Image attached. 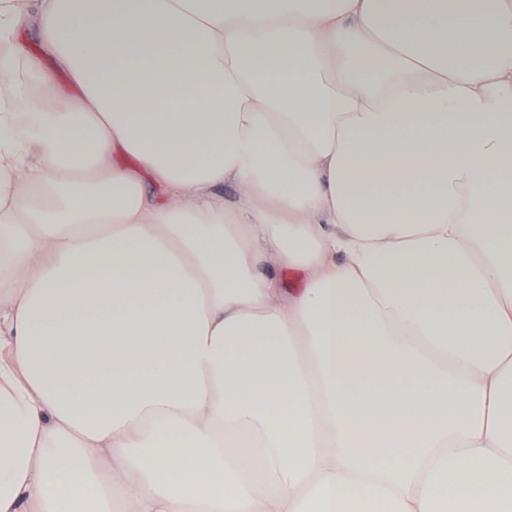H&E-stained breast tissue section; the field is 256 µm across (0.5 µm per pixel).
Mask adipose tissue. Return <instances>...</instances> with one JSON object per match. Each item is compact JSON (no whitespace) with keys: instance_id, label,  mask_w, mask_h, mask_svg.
<instances>
[{"instance_id":"ef3b65f1","label":"adipose tissue","mask_w":512,"mask_h":512,"mask_svg":"<svg viewBox=\"0 0 512 512\" xmlns=\"http://www.w3.org/2000/svg\"><path fill=\"white\" fill-rule=\"evenodd\" d=\"M0 42V512H512V0Z\"/></svg>"}]
</instances>
